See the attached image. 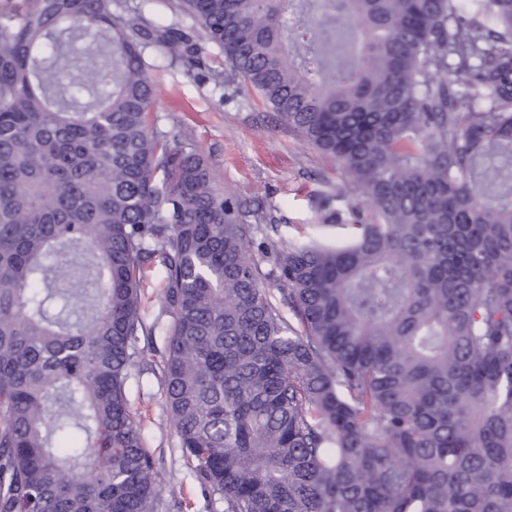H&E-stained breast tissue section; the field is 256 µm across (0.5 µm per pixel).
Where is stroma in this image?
Wrapping results in <instances>:
<instances>
[{"label": "stroma", "instance_id": "35a3bbf8", "mask_svg": "<svg viewBox=\"0 0 512 512\" xmlns=\"http://www.w3.org/2000/svg\"><path fill=\"white\" fill-rule=\"evenodd\" d=\"M149 54L156 64L160 129L198 146L219 191L253 214L259 226L256 241L333 246L349 240L348 229L334 220L336 212L348 210L346 202L334 197L343 180L334 158L272 122L246 83L218 86L203 69L171 63L161 48ZM161 280L160 271H150L141 302L142 318L152 331L148 343L158 357L165 352L171 322L163 308ZM126 394L147 447L179 492L175 498L162 493L158 512H224L223 503H212L186 466L164 405L161 371H133Z\"/></svg>", "mask_w": 512, "mask_h": 512}]
</instances>
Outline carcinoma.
<instances>
[{"mask_svg": "<svg viewBox=\"0 0 512 512\" xmlns=\"http://www.w3.org/2000/svg\"><path fill=\"white\" fill-rule=\"evenodd\" d=\"M174 10L192 33L0 0V512H158L125 392L155 364L224 512H512V0ZM203 43L210 79L336 159L367 202L348 244L273 246L263 272L240 204L160 130L147 50L198 68ZM162 274L157 269H151L146 279V287L142 291L141 315L148 329H152L151 336H145L153 348V359L159 361L167 345L166 328L171 322L170 315L163 308L161 296Z\"/></svg>", "mask_w": 512, "mask_h": 512, "instance_id": "carcinoma-1", "label": "carcinoma"}]
</instances>
